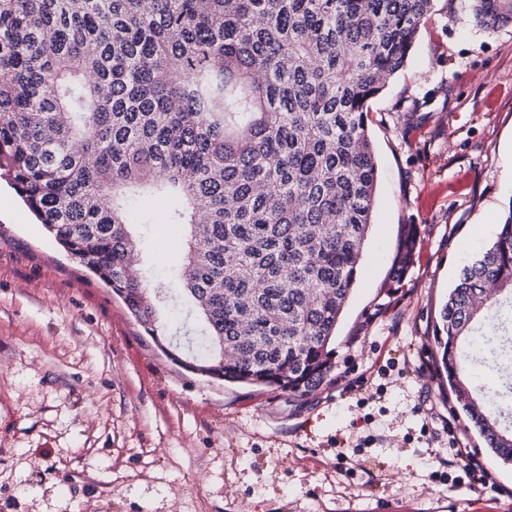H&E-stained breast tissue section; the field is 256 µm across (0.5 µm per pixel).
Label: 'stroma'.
I'll use <instances>...</instances> for the list:
<instances>
[{
    "instance_id": "obj_1",
    "label": "stroma",
    "mask_w": 512,
    "mask_h": 512,
    "mask_svg": "<svg viewBox=\"0 0 512 512\" xmlns=\"http://www.w3.org/2000/svg\"><path fill=\"white\" fill-rule=\"evenodd\" d=\"M368 125L374 224L335 368L303 397L172 364L0 179V512H512V463L468 427L434 343L496 238L473 228L512 206V26L483 31L467 0H437ZM132 215L154 219L140 275L170 286L182 227L151 201ZM481 344L463 346L476 397L503 381ZM458 445L486 485L448 480Z\"/></svg>"
}]
</instances>
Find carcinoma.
<instances>
[{
    "instance_id": "1",
    "label": "carcinoma",
    "mask_w": 512,
    "mask_h": 512,
    "mask_svg": "<svg viewBox=\"0 0 512 512\" xmlns=\"http://www.w3.org/2000/svg\"><path fill=\"white\" fill-rule=\"evenodd\" d=\"M436 0H0V175L47 234L119 296L174 364L304 396L332 344L372 226L368 103L406 65ZM477 27L512 0H470ZM139 198L188 233L171 288H151L129 220ZM412 242L400 243V276ZM189 303L196 353L161 311ZM506 364L512 203L439 312L448 386L493 453L512 429L469 396L460 338Z\"/></svg>"
}]
</instances>
